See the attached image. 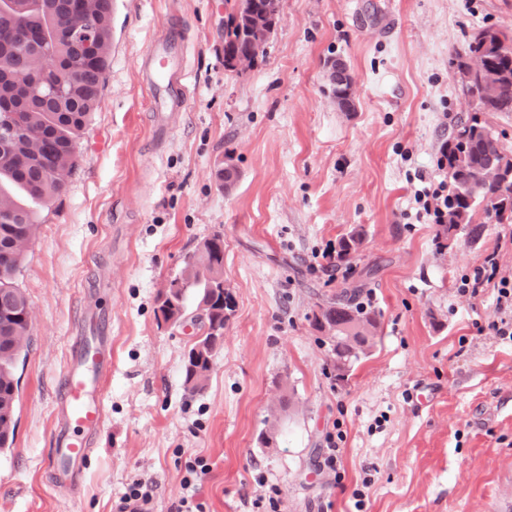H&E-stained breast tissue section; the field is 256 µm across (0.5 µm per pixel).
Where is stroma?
Masks as SVG:
<instances>
[{
	"mask_svg": "<svg viewBox=\"0 0 512 512\" xmlns=\"http://www.w3.org/2000/svg\"><path fill=\"white\" fill-rule=\"evenodd\" d=\"M110 66L65 191L36 208L16 283L33 344L20 370L13 447L0 454V512H112L133 480L176 512L184 463L208 512H496L512 501V340L494 335L497 290L458 294L497 252L512 273V224L481 236L410 213L417 175L445 178L440 148L468 112L449 58L478 28L512 30V0H283L264 56L224 69V0H113ZM189 25V93L153 137L139 63L171 11ZM348 66L351 111L329 67ZM232 155L235 183L216 173ZM344 275L321 254L351 231ZM224 237L233 308L203 392L184 387L200 327L165 323L157 300L207 237ZM350 284L373 294L375 345L345 379L311 324ZM109 316L112 372L93 461L46 475L56 387L78 329ZM291 403L281 407V395ZM336 470L320 467L326 435ZM370 487H363V478ZM364 489L363 501L353 492Z\"/></svg>",
	"mask_w": 512,
	"mask_h": 512,
	"instance_id": "stroma-1",
	"label": "stroma"
}]
</instances>
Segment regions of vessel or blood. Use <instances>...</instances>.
<instances>
[{
  "label": "vessel or blood",
  "mask_w": 512,
  "mask_h": 512,
  "mask_svg": "<svg viewBox=\"0 0 512 512\" xmlns=\"http://www.w3.org/2000/svg\"><path fill=\"white\" fill-rule=\"evenodd\" d=\"M185 28L174 23L164 38L152 44L141 64L144 83L150 89L149 109L154 115V132H163L170 113L183 111L188 96L184 68H172L182 55ZM95 346L76 341L70 351L58 387V423L54 432L49 466L54 473L75 474L86 467L92 438L104 421L101 392L105 362L95 356Z\"/></svg>",
  "instance_id": "b4317fda"
}]
</instances>
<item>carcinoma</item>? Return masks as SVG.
<instances>
[{
    "mask_svg": "<svg viewBox=\"0 0 512 512\" xmlns=\"http://www.w3.org/2000/svg\"><path fill=\"white\" fill-rule=\"evenodd\" d=\"M76 0H13L10 15L0 16V55L7 66L0 69V95H6L29 75L30 60L49 48L74 70V85L59 95L44 92L30 108L17 113L31 140L0 138V453L13 445L19 401L18 364L26 361L32 337L29 334V303L16 284L26 251L37 229L30 204L46 205L65 188L77 164V145L89 114L98 106L109 65L112 0H95L93 20L96 50L86 57L81 45L64 40L48 42L46 37L69 25ZM252 32L239 33L224 26V54L246 55L253 43ZM479 53L498 72L496 84L485 88L475 80L476 107L453 122L445 144L443 166L448 177V223L440 236L447 237L461 226L473 237L484 223L475 219L484 202L492 205L496 223L512 224V157L498 150L499 134L487 120L490 113H512V34L485 27L456 52L450 65L460 69L465 56ZM503 167L496 182L481 178L490 163ZM363 242L354 232L340 243L336 258L347 259ZM196 290L198 321L204 329L195 342L200 351L184 362V385L191 393L204 389L214 354L224 335L226 312L232 298L224 293V237L215 234L204 240L185 263L181 275L172 279L158 298V311L174 324L184 320L187 292ZM356 288L343 287L312 312L313 326L328 335V351L337 378L343 379L374 345L379 314L362 307Z\"/></svg>",
    "mask_w": 512,
    "mask_h": 512,
    "instance_id": "carcinoma-1",
    "label": "carcinoma"
}]
</instances>
